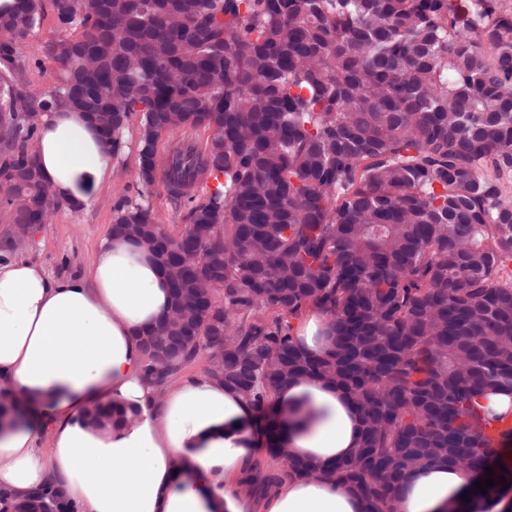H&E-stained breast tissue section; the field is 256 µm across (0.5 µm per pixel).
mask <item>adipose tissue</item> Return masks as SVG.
I'll list each match as a JSON object with an SVG mask.
<instances>
[{
	"instance_id": "ef3b65f1",
	"label": "adipose tissue",
	"mask_w": 512,
	"mask_h": 512,
	"mask_svg": "<svg viewBox=\"0 0 512 512\" xmlns=\"http://www.w3.org/2000/svg\"><path fill=\"white\" fill-rule=\"evenodd\" d=\"M36 161L56 198L84 209L112 175V143L88 113L62 106L43 117ZM170 304L156 261L109 233L76 277L0 251V401L29 410L26 423L0 421V491L22 499L53 479L81 512H362L360 496L332 479H291L258 501L236 492L263 442L253 407L201 373L164 392L144 375L141 338ZM329 330L317 310L295 323L315 355L334 350ZM275 404L290 457L329 464L353 455L361 420L340 387L296 379ZM95 406L132 418L92 425ZM473 483L459 467L415 472L394 512H512L502 495L471 496Z\"/></svg>"
}]
</instances>
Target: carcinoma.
Wrapping results in <instances>:
<instances>
[{
	"mask_svg": "<svg viewBox=\"0 0 512 512\" xmlns=\"http://www.w3.org/2000/svg\"><path fill=\"white\" fill-rule=\"evenodd\" d=\"M60 82L30 87L20 46L44 0L0 8V213L45 224L59 205L33 151L41 117L91 113L124 148L139 121L138 180L158 142L176 150L170 198L190 224L162 234L141 197L112 235L150 251L186 322L143 337L155 386L198 359L267 426L274 464L245 465L265 496L290 478H333L366 512H393L408 475L434 464L512 481L486 430L512 420L476 398L512 392V11L500 0H51ZM216 185L200 194L196 185ZM327 313L336 349L315 357L293 322ZM296 378L344 388L363 429L353 457L319 467L275 442V394ZM5 512H76L53 489Z\"/></svg>",
	"mask_w": 512,
	"mask_h": 512,
	"instance_id": "carcinoma-1",
	"label": "carcinoma"
}]
</instances>
